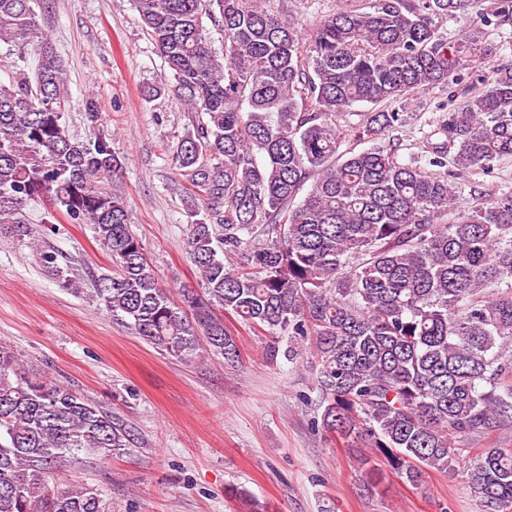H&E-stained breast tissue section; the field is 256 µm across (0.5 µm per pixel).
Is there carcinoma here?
Listing matches in <instances>:
<instances>
[{
    "label": "carcinoma",
    "mask_w": 512,
    "mask_h": 512,
    "mask_svg": "<svg viewBox=\"0 0 512 512\" xmlns=\"http://www.w3.org/2000/svg\"><path fill=\"white\" fill-rule=\"evenodd\" d=\"M485 2L480 26L453 44L435 19ZM263 0H135L173 83L202 115L173 156L202 215L186 252L199 289L162 284L107 188L121 162L109 131L67 132V76L40 27L44 0H0V42L32 46L33 70L0 78V233L30 236L28 204L89 224L112 261L93 293L158 351L233 367L223 314L271 335L266 357L298 367L312 339L321 413L314 425L355 435L418 489L426 470L462 475L486 512H512V448L465 441L512 426V192L454 216L448 174L400 162L376 144L338 153L336 118L445 86L486 51L483 28L512 25V0H342L310 37ZM223 32L214 46L205 21ZM376 112L358 140L403 123ZM428 164L488 174L512 160V66L442 116ZM304 198L294 203L305 184ZM40 269L78 293L57 250L31 245ZM222 315H217L216 311ZM131 432L69 385L26 373L0 342V512H106L93 489H60L53 469L106 459Z\"/></svg>",
    "instance_id": "1"
}]
</instances>
